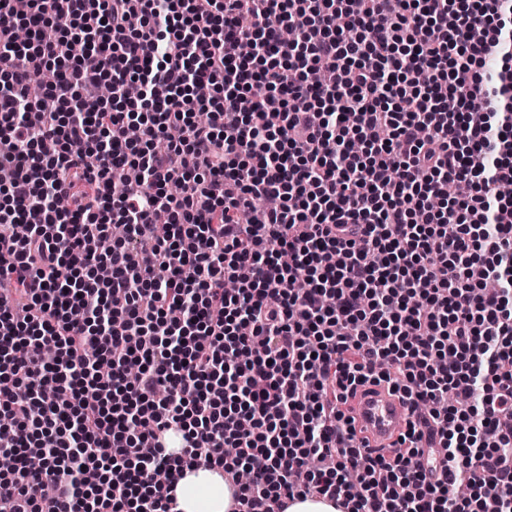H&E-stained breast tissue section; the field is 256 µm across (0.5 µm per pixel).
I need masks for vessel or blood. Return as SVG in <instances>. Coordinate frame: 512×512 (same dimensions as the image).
<instances>
[{
  "instance_id": "vessel-or-blood-1",
  "label": "vessel or blood",
  "mask_w": 512,
  "mask_h": 512,
  "mask_svg": "<svg viewBox=\"0 0 512 512\" xmlns=\"http://www.w3.org/2000/svg\"><path fill=\"white\" fill-rule=\"evenodd\" d=\"M357 436L367 447L383 453L395 446L406 429L408 403L386 385L368 383L357 387L349 399Z\"/></svg>"
}]
</instances>
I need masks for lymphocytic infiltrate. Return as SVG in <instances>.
Listing matches in <instances>:
<instances>
[{
    "mask_svg": "<svg viewBox=\"0 0 512 512\" xmlns=\"http://www.w3.org/2000/svg\"><path fill=\"white\" fill-rule=\"evenodd\" d=\"M18 1L0 512H174L200 461L233 512H512V0ZM369 380L423 418L388 457ZM348 405L358 438L378 453L394 448L406 430L408 403L401 393L384 384L357 387Z\"/></svg>",
    "mask_w": 512,
    "mask_h": 512,
    "instance_id": "f902f5d3",
    "label": "lymphocytic infiltrate"
}]
</instances>
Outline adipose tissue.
<instances>
[{
    "mask_svg": "<svg viewBox=\"0 0 512 512\" xmlns=\"http://www.w3.org/2000/svg\"><path fill=\"white\" fill-rule=\"evenodd\" d=\"M175 494L178 512H229L232 503L220 471L203 463L186 469Z\"/></svg>",
    "mask_w": 512,
    "mask_h": 512,
    "instance_id": "adipose-tissue-1",
    "label": "adipose tissue"
}]
</instances>
